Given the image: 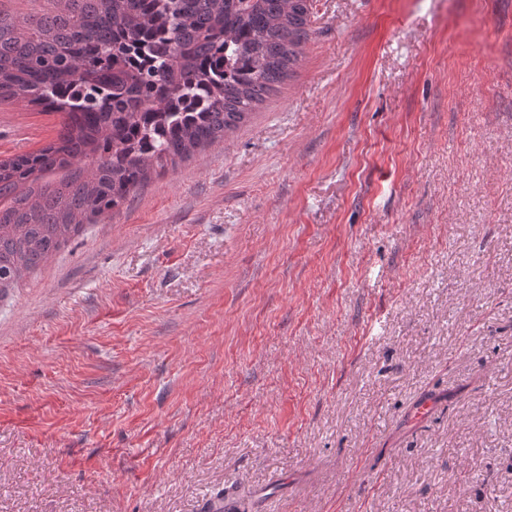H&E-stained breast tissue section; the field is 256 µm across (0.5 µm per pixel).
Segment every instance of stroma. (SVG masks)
Instances as JSON below:
<instances>
[{
	"instance_id": "stroma-1",
	"label": "stroma",
	"mask_w": 512,
	"mask_h": 512,
	"mask_svg": "<svg viewBox=\"0 0 512 512\" xmlns=\"http://www.w3.org/2000/svg\"><path fill=\"white\" fill-rule=\"evenodd\" d=\"M61 121L0 103V159ZM220 491L512 512V0H314L243 125L0 299V512Z\"/></svg>"
}]
</instances>
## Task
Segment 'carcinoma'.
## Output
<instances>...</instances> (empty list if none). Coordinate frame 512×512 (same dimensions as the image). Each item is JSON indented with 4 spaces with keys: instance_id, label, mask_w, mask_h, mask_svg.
I'll use <instances>...</instances> for the list:
<instances>
[{
    "instance_id": "1",
    "label": "carcinoma",
    "mask_w": 512,
    "mask_h": 512,
    "mask_svg": "<svg viewBox=\"0 0 512 512\" xmlns=\"http://www.w3.org/2000/svg\"><path fill=\"white\" fill-rule=\"evenodd\" d=\"M50 15L0 11V101L63 114L55 141L0 160L16 185L82 163L92 178L54 223L81 232L153 171L224 140L293 74L312 0H51ZM198 112H179L175 105Z\"/></svg>"
}]
</instances>
